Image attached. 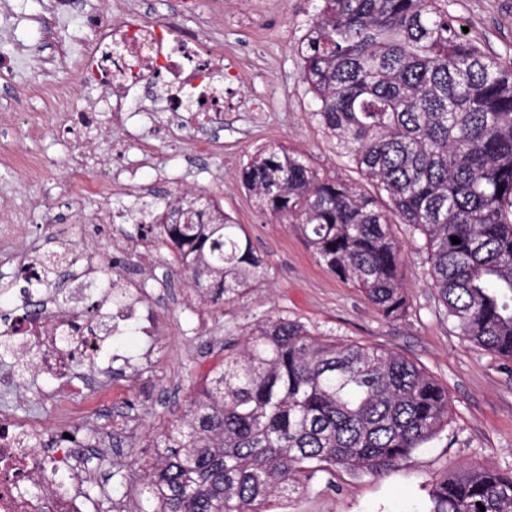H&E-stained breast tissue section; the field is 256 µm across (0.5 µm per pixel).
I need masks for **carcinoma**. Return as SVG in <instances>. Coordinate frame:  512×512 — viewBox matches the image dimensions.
<instances>
[{"instance_id": "carcinoma-1", "label": "carcinoma", "mask_w": 512, "mask_h": 512, "mask_svg": "<svg viewBox=\"0 0 512 512\" xmlns=\"http://www.w3.org/2000/svg\"><path fill=\"white\" fill-rule=\"evenodd\" d=\"M319 123L388 198L281 148L241 182L381 316L407 307L398 219L424 236L433 286L475 346L512 361V62L488 54L438 0H322L297 46ZM177 224L138 209L200 294L239 299L262 274L242 225L212 200L180 197ZM457 237L460 243H452ZM70 247L40 256L44 278ZM448 391L390 351L322 339L288 318L256 326L155 438L154 512H270L320 471L380 473L436 439ZM429 512H512V471L471 467L436 482Z\"/></svg>"}]
</instances>
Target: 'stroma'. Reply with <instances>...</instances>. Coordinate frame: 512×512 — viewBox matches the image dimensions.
<instances>
[{
	"label": "stroma",
	"instance_id": "35a3bbf8",
	"mask_svg": "<svg viewBox=\"0 0 512 512\" xmlns=\"http://www.w3.org/2000/svg\"><path fill=\"white\" fill-rule=\"evenodd\" d=\"M458 17L470 37L502 61L512 60V0H441ZM108 0H75L56 21L58 40L79 56L90 35L82 15ZM321 0H195L209 50L235 66L232 83L239 102L224 110L223 131L212 134L214 151L191 160V145L200 128L170 131L168 113H152L139 128L125 157H116L119 135L110 113L95 129L80 135L62 129L55 104L59 90L76 91L73 67L60 69L44 82V60L55 54L42 41L44 0H0V208L16 213L27 234L28 249L110 253V227L104 214L124 213L127 246L144 257L122 278L152 296L155 333L132 331L112 348L126 362V372L99 394L83 393L71 417H62L47 394L44 378L12 379L13 358H0V411L12 422L36 423L59 432L87 428L89 437L108 432L106 455H90L88 465L99 483L121 487L128 512H153L143 492L152 466L155 434L181 415L209 369L224 356L227 343H238L258 323L286 317L340 343H359L400 354L424 369L448 392L452 420L439 438L412 451L395 466L372 475L343 469L321 472L309 487L277 502L274 512H425L432 485L474 466L512 469V362L466 341L449 319L427 273L424 238L405 224L392 227L403 250L401 278L408 309L400 319L380 316L364 293L320 262L302 236L278 224L244 189L239 172L263 147H284L303 156L321 172L359 185L386 203L387 197L363 180L340 153L314 116L316 103L302 79L296 52ZM53 124L38 137L27 136L16 114ZM90 146L102 171L119 174L125 164L138 165L146 198L113 191L89 195L66 167L74 146ZM163 159L162 168L141 165L144 152ZM10 155H33L48 161L42 179L30 180L23 169L5 164ZM189 194L218 201L241 224L265 275L239 301L201 299L187 278L176 275L167 248L136 222L143 201L165 203Z\"/></svg>",
	"mask_w": 512,
	"mask_h": 512
}]
</instances>
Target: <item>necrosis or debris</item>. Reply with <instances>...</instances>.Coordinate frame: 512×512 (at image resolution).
<instances>
[{"label":"necrosis or debris","instance_id":"necrosis-or-debris-1","mask_svg":"<svg viewBox=\"0 0 512 512\" xmlns=\"http://www.w3.org/2000/svg\"><path fill=\"white\" fill-rule=\"evenodd\" d=\"M94 38L78 59L58 44L62 60H73L84 90L83 101H63L70 126L95 128L100 113H112L117 127L127 128L132 116L127 99L166 103L171 124L191 120L224 124L222 58L202 53L199 29L175 15L142 20L135 9L121 16L88 14ZM104 260L93 251L82 254L67 277V304L41 294L34 315L18 313L0 325L19 360L33 359L32 374L56 380L50 399L68 403L73 387L82 383L83 362H98L112 353V339L131 329L149 334L153 310L140 290L125 292L121 307L112 305V286L100 281ZM93 317H85L86 307ZM92 476L80 445L46 430H29L0 413V512H87L85 487Z\"/></svg>","mask_w":512,"mask_h":512}]
</instances>
